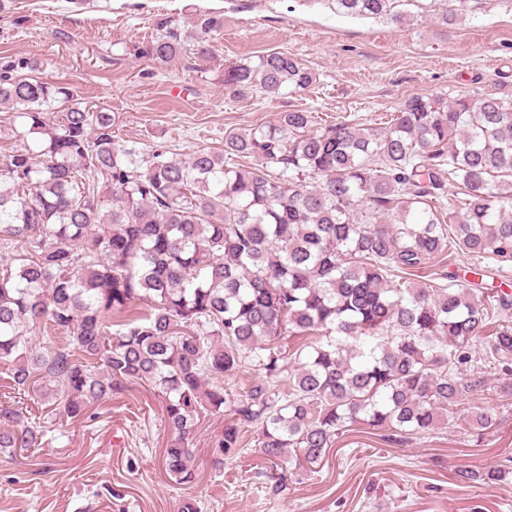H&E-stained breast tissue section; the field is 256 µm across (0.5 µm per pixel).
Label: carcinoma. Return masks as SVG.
Returning <instances> with one entry per match:
<instances>
[{"instance_id": "1", "label": "carcinoma", "mask_w": 512, "mask_h": 512, "mask_svg": "<svg viewBox=\"0 0 512 512\" xmlns=\"http://www.w3.org/2000/svg\"><path fill=\"white\" fill-rule=\"evenodd\" d=\"M460 7L437 13L452 26ZM340 12L403 24L393 0H336ZM134 54L210 58L224 14L160 15ZM38 63L0 56V111L20 144L0 152V368L7 388L66 421L144 383L161 393L168 475L195 480L194 416L235 422L212 439L219 466L259 430L270 487L283 462L318 466L353 425L425 436L443 425L480 437L481 399L512 398V98L415 95L383 130L340 121L313 130L303 109L231 132L188 158L119 143L116 116ZM243 97L312 87L296 56L268 52L222 68ZM61 118L53 121V111ZM252 159L250 166L232 164ZM472 261L470 280L451 269ZM441 269L427 288L418 273ZM146 308L128 319L130 304ZM49 330L62 336L40 342ZM252 369L244 393L228 379ZM41 417L0 405V450L42 447ZM507 458L468 485L502 482Z\"/></svg>"}]
</instances>
